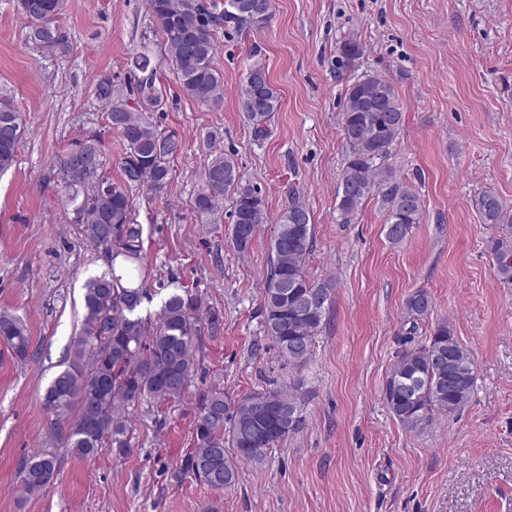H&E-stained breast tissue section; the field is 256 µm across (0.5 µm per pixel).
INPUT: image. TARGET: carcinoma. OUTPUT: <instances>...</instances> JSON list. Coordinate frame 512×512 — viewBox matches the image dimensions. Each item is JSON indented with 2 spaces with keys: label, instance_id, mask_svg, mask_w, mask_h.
<instances>
[{
  "label": "carcinoma",
  "instance_id": "obj_1",
  "mask_svg": "<svg viewBox=\"0 0 512 512\" xmlns=\"http://www.w3.org/2000/svg\"><path fill=\"white\" fill-rule=\"evenodd\" d=\"M35 2L37 7L25 14V43L45 56H67L69 39L57 24L62 0ZM147 5L182 91L202 105H216L224 98V75L215 66L224 28L230 25L242 34L263 29L272 19V0H147ZM150 65L146 55L133 58L128 94L114 90L110 77L96 84L109 128L126 144L120 180L114 182L103 172L102 141L96 135L72 142L59 163L61 188L68 192L79 231L104 254L108 265L83 285L81 330L71 343L66 367L53 377L43 398L66 448L79 458H93L107 448L127 451L130 410L181 401L196 371L201 337L221 331L219 315L203 309L185 286L169 294L157 320L140 314L152 272L142 256L131 191L138 188L164 197L172 178L171 161L184 149L177 132L164 130L145 116V106H158L161 100L155 78L148 73ZM280 105L279 90L270 78L260 84L242 81L239 107L255 131H265L262 124ZM5 121L17 131L25 130L21 113L6 98L0 99V125ZM403 124L398 94L384 76L367 75L346 86L342 127L349 157L338 193V220L349 223L375 194L385 210L386 237L393 245L406 238L422 215L420 196L390 168L374 165L386 158ZM19 145L12 137H0V175L16 164ZM85 151L96 160L89 179L73 165ZM201 179L203 186L192 205L197 221L222 223V200L232 192L231 242L238 252H248L259 225L267 222L262 196L241 185L236 161L222 152L211 155ZM471 206L490 230L486 248L495 276L512 283V208L492 191L475 195ZM313 247L311 212L292 192L270 243L262 329L280 359L293 368L309 361L333 306L331 285L308 275ZM405 306L415 329L430 314L432 300L418 290ZM1 336L17 358L30 357L31 337L20 317L1 311ZM407 343L386 377L384 400L407 431L420 433L435 416H449L468 403L476 368L471 352L446 322L438 323L424 340L410 336ZM302 387L299 381L287 390L273 387L235 398L219 387L200 393L194 448L175 478L190 477L219 490L234 486L239 463L262 464L273 448L302 429ZM54 470L52 456L28 462L23 467L24 492L41 491Z\"/></svg>",
  "mask_w": 512,
  "mask_h": 512
}]
</instances>
